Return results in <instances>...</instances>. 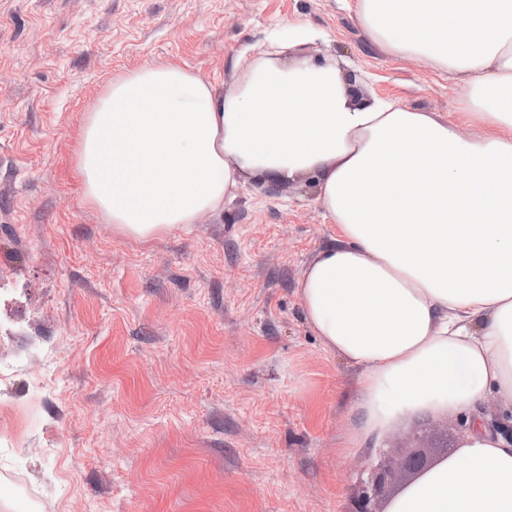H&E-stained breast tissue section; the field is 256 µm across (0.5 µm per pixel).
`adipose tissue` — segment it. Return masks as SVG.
<instances>
[{
	"mask_svg": "<svg viewBox=\"0 0 512 512\" xmlns=\"http://www.w3.org/2000/svg\"><path fill=\"white\" fill-rule=\"evenodd\" d=\"M366 34L455 77L461 125L355 99L339 62L266 53L228 91L174 64L118 77L84 120V194L148 240L219 212L246 177L318 178L338 229L297 282L304 318L359 368L348 443L466 414L464 444L385 512H512V0H357Z\"/></svg>",
	"mask_w": 512,
	"mask_h": 512,
	"instance_id": "ef3b65f1",
	"label": "adipose tissue"
}]
</instances>
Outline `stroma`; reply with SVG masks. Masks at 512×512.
<instances>
[{"label": "stroma", "mask_w": 512, "mask_h": 512, "mask_svg": "<svg viewBox=\"0 0 512 512\" xmlns=\"http://www.w3.org/2000/svg\"><path fill=\"white\" fill-rule=\"evenodd\" d=\"M357 0H0V503L11 512H357L462 414L346 445L358 369L309 330L296 284L336 235L317 180L251 178L218 213L141 241L76 170L113 79L176 63L230 87L286 25L362 97L457 121L456 86L363 31Z\"/></svg>", "instance_id": "stroma-1"}]
</instances>
